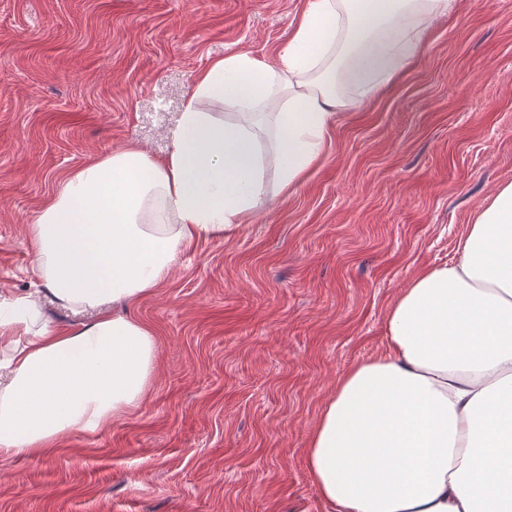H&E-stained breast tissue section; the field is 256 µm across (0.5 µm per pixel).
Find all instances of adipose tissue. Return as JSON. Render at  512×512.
I'll return each instance as SVG.
<instances>
[{
  "label": "adipose tissue",
  "instance_id": "ef3b65f1",
  "mask_svg": "<svg viewBox=\"0 0 512 512\" xmlns=\"http://www.w3.org/2000/svg\"><path fill=\"white\" fill-rule=\"evenodd\" d=\"M453 3L309 0L276 64L234 54L196 76L163 157L124 148L66 175L29 228L43 294L0 299V450L38 455L138 408L157 345L114 305L306 179L331 118L387 88ZM456 252L397 293L384 352L320 410L305 458L328 512H512V181ZM47 302L87 319L40 323Z\"/></svg>",
  "mask_w": 512,
  "mask_h": 512
}]
</instances>
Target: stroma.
I'll return each instance as SVG.
<instances>
[{
	"label": "stroma",
	"instance_id": "obj_1",
	"mask_svg": "<svg viewBox=\"0 0 512 512\" xmlns=\"http://www.w3.org/2000/svg\"><path fill=\"white\" fill-rule=\"evenodd\" d=\"M307 4L0 0V294L43 289L28 226L66 173L166 154L195 75L277 62ZM509 181L512 0H458L392 84L334 116L306 181L123 305L154 331L152 391L41 455L0 451V512H325L305 463L324 401Z\"/></svg>",
	"mask_w": 512,
	"mask_h": 512
}]
</instances>
